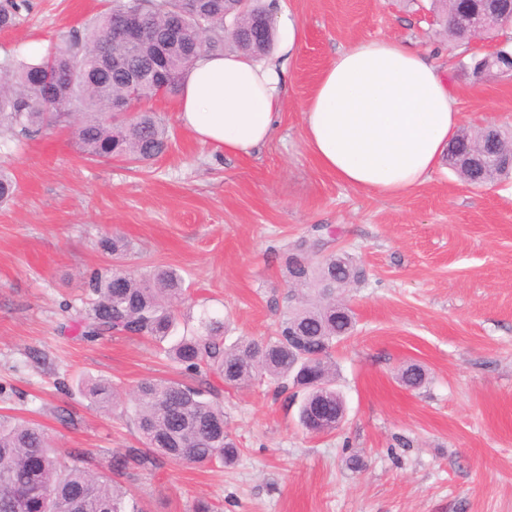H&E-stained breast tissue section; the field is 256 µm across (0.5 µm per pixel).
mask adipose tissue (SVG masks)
<instances>
[{"label": "adipose tissue", "instance_id": "adipose-tissue-1", "mask_svg": "<svg viewBox=\"0 0 512 512\" xmlns=\"http://www.w3.org/2000/svg\"><path fill=\"white\" fill-rule=\"evenodd\" d=\"M284 70L227 52L188 70L179 119L197 139L248 155L272 136L284 102ZM313 159L342 183L400 198L435 171L461 122L442 70L395 38L339 52L303 111Z\"/></svg>", "mask_w": 512, "mask_h": 512}]
</instances>
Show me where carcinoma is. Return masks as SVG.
<instances>
[{
  "instance_id": "1",
  "label": "carcinoma",
  "mask_w": 512,
  "mask_h": 512,
  "mask_svg": "<svg viewBox=\"0 0 512 512\" xmlns=\"http://www.w3.org/2000/svg\"><path fill=\"white\" fill-rule=\"evenodd\" d=\"M27 0L0 5V29L16 25ZM238 16V26L271 13L256 0H112L104 12L72 32L40 58L6 57L0 61V132L20 130L26 135L68 123L80 151L90 159L123 158L148 163L167 151L171 136L155 112L132 118L116 111L127 99L149 101L175 97L189 67L203 54L222 53L226 45L261 56L274 41V29L234 33L224 29V11ZM432 11L444 22L448 41H459L449 6L432 0ZM140 15L147 24L131 41L123 37V17ZM180 33L166 40L171 21ZM473 76L512 73V43L482 56L473 54ZM454 155L473 156L486 149L483 131L463 130L451 143ZM459 177L474 185L488 183L475 165L456 168ZM16 192L12 174L0 170V203ZM98 245L114 255L129 251V241L103 236ZM325 247L318 236L309 246L300 243L288 252V276L302 290L280 319L275 334L261 341L224 345V323L209 321L200 333L174 335L176 307L186 288L173 268H156L135 275L115 268L89 276L90 303L80 314L83 333L97 337L116 333L159 342L171 340L167 354L185 372H212L232 386L256 379L274 384V394L291 389L302 395V414L322 401L342 405L336 390V344L349 338L354 313L336 301V289L357 283L363 271L350 257L338 268L322 265ZM403 385L419 388L426 372L415 364L400 370ZM91 403L112 406L114 388L107 380L88 385ZM134 424L144 449L112 453L109 468L115 475L159 468L165 462L206 466L229 465L240 454L224 421V410L205 398V390L162 379L141 381L134 394ZM0 512H146L132 490L88 466V461L55 448L37 423L0 416Z\"/></svg>"
}]
</instances>
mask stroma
I'll use <instances>...</instances> for the list:
<instances>
[{"mask_svg": "<svg viewBox=\"0 0 512 512\" xmlns=\"http://www.w3.org/2000/svg\"><path fill=\"white\" fill-rule=\"evenodd\" d=\"M29 3L0 31V59L44 54L106 0ZM429 5L275 0L270 57L285 69L284 104L272 139L248 155L199 141L173 97L148 104L172 145L144 167L88 159L67 127L29 139L0 132V166L18 183L0 205V414L42 424L100 471L113 451L142 445L129 402L138 382L211 386L238 461L118 477L147 512H195L201 501L218 512H512V179L472 186L443 164L410 194L384 199L339 182L304 144L303 110L321 73L365 38L429 55L462 127L512 129V76L475 80ZM319 225L334 232L328 251L355 257L365 273L345 293L356 327L334 352L346 417L333 432L304 430L270 385L196 377L158 343L74 327L91 272L167 266L188 285L179 331L218 319L228 346L273 335L288 306L284 253ZM107 232L131 251L100 250ZM410 363L428 373L421 388L397 378ZM100 378L119 394L106 411L83 389ZM354 454L361 470L347 466Z\"/></svg>", "mask_w": 512, "mask_h": 512, "instance_id": "stroma-1", "label": "stroma"}]
</instances>
